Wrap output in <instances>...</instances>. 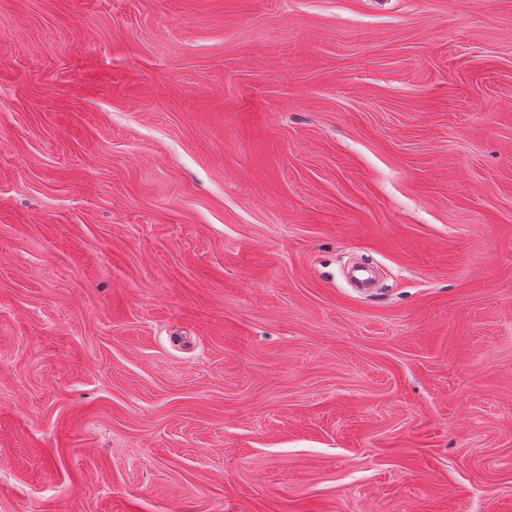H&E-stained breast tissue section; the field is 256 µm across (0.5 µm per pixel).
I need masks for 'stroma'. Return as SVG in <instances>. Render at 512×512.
<instances>
[{"mask_svg":"<svg viewBox=\"0 0 512 512\" xmlns=\"http://www.w3.org/2000/svg\"><path fill=\"white\" fill-rule=\"evenodd\" d=\"M0 512H512V0H0Z\"/></svg>","mask_w":512,"mask_h":512,"instance_id":"stroma-1","label":"stroma"}]
</instances>
